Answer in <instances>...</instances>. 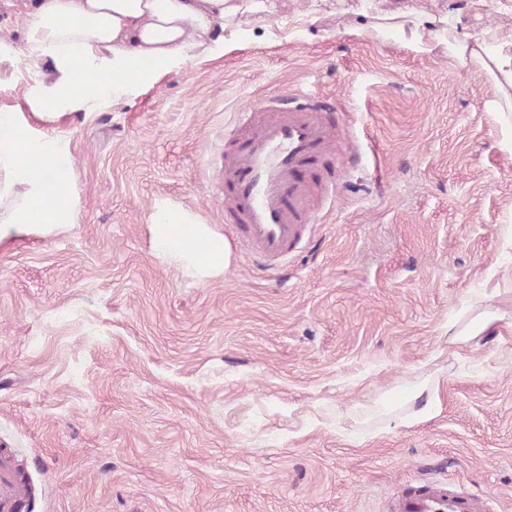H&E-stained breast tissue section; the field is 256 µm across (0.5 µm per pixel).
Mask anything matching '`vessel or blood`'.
Returning a JSON list of instances; mask_svg holds the SVG:
<instances>
[{"instance_id": "1", "label": "vessel or blood", "mask_w": 512, "mask_h": 512, "mask_svg": "<svg viewBox=\"0 0 512 512\" xmlns=\"http://www.w3.org/2000/svg\"><path fill=\"white\" fill-rule=\"evenodd\" d=\"M255 109L268 112V119L224 156V213L241 228L250 253L273 265L295 250L317 221L312 192L296 172L334 150L335 136L321 119L332 105L316 97L300 104L284 95L275 106L260 102ZM29 501L30 487L16 470L12 450L1 448L0 512H19ZM393 509L489 512L485 499L454 493L437 482L402 492Z\"/></svg>"}]
</instances>
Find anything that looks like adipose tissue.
<instances>
[{
  "label": "adipose tissue",
  "mask_w": 512,
  "mask_h": 512,
  "mask_svg": "<svg viewBox=\"0 0 512 512\" xmlns=\"http://www.w3.org/2000/svg\"><path fill=\"white\" fill-rule=\"evenodd\" d=\"M22 55L39 77L24 93L38 118L55 122L137 95L159 77L183 70L199 48L239 33L238 18L263 12L266 0H26ZM375 36L405 30L423 51L445 47L458 65H476L497 90L512 86V32L492 31L501 47L468 46L443 18L396 14L372 26ZM73 156L61 136L36 133L18 113L0 112V240L29 229L52 233L79 217L68 188ZM152 250L162 262L205 278L226 268L229 245L189 210L161 202L149 215Z\"/></svg>",
  "instance_id": "obj_1"
}]
</instances>
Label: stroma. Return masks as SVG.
<instances>
[{
    "instance_id": "1",
    "label": "stroma",
    "mask_w": 512,
    "mask_h": 512,
    "mask_svg": "<svg viewBox=\"0 0 512 512\" xmlns=\"http://www.w3.org/2000/svg\"><path fill=\"white\" fill-rule=\"evenodd\" d=\"M398 8L470 42L512 31L500 0H276L232 47L48 122L23 100L21 0H0V112L70 139L80 203L77 224L0 243V448L30 512H392L429 481L512 512V112L444 48L367 29ZM285 94L334 98L323 119L359 164L300 170L319 221L265 270L224 221L220 172L254 104ZM158 199L224 236L223 271L154 255ZM428 373L417 421L405 388Z\"/></svg>"
}]
</instances>
